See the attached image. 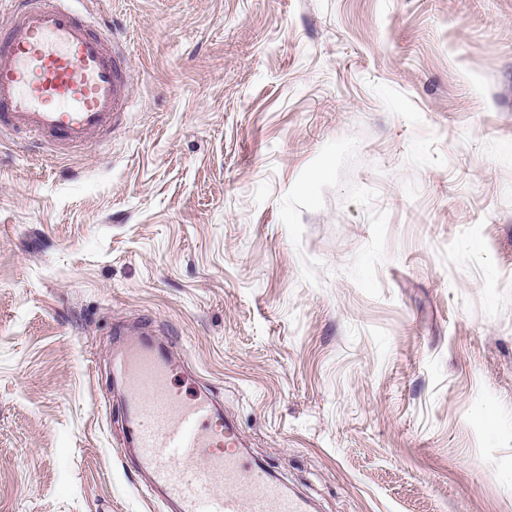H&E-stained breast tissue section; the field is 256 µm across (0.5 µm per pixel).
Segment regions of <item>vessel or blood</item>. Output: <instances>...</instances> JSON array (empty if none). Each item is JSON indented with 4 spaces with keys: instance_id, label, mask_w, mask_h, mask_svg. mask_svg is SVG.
Returning <instances> with one entry per match:
<instances>
[{
    "instance_id": "b4317fda",
    "label": "vessel or blood",
    "mask_w": 512,
    "mask_h": 512,
    "mask_svg": "<svg viewBox=\"0 0 512 512\" xmlns=\"http://www.w3.org/2000/svg\"><path fill=\"white\" fill-rule=\"evenodd\" d=\"M74 0H9L0 29V130L76 145L111 130L127 99L125 62ZM112 369L130 398L127 442L180 512H311L310 502L248 465L208 396L171 386L176 365L148 333L118 339Z\"/></svg>"
}]
</instances>
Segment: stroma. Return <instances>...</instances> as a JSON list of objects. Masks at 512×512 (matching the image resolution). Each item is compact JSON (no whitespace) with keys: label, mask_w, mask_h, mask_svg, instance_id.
Segmentation results:
<instances>
[{"label":"stroma","mask_w":512,"mask_h":512,"mask_svg":"<svg viewBox=\"0 0 512 512\" xmlns=\"http://www.w3.org/2000/svg\"><path fill=\"white\" fill-rule=\"evenodd\" d=\"M128 96L0 139V512H172L149 327L314 512H512V0H89Z\"/></svg>","instance_id":"35a3bbf8"}]
</instances>
